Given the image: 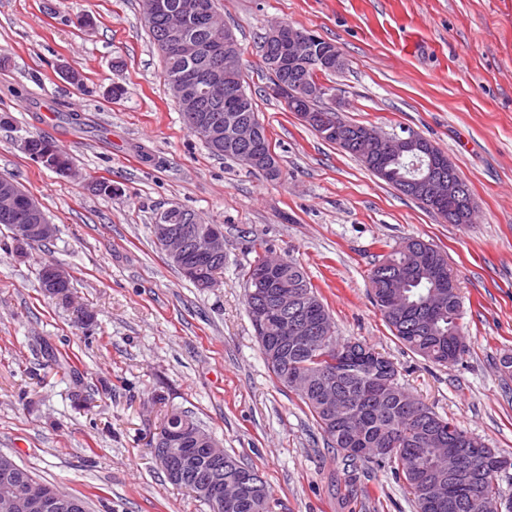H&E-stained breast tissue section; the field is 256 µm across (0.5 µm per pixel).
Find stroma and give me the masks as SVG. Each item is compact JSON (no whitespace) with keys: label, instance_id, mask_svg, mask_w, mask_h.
Wrapping results in <instances>:
<instances>
[{"label":"stroma","instance_id":"stroma-1","mask_svg":"<svg viewBox=\"0 0 512 512\" xmlns=\"http://www.w3.org/2000/svg\"><path fill=\"white\" fill-rule=\"evenodd\" d=\"M281 175L212 155L165 81L141 0H0V175L56 226L16 251L0 226V453L87 512H209L172 485L151 440L165 410L192 414L253 465L271 512H416L392 468L348 465L269 369L245 304L257 257L295 259L337 339L367 342L400 385L487 447L512 454V0H217ZM338 44L331 80L347 121L409 129L444 150L476 220L451 224L403 195L266 92L259 44L273 24ZM121 85L123 98L111 89ZM79 122H72L71 114ZM73 159H32L34 137ZM119 187L114 196L92 180ZM177 205L224 230L212 288L184 278L152 226ZM446 254L467 351L451 366L413 353L370 298L368 274L405 239ZM74 279V304L44 296L43 260ZM94 322H77L78 308ZM355 483H346L347 473Z\"/></svg>","mask_w":512,"mask_h":512}]
</instances>
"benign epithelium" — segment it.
Here are the masks:
<instances>
[{
  "label": "benign epithelium",
  "instance_id": "benign-epithelium-1",
  "mask_svg": "<svg viewBox=\"0 0 512 512\" xmlns=\"http://www.w3.org/2000/svg\"><path fill=\"white\" fill-rule=\"evenodd\" d=\"M176 11L183 15L189 12L198 15L210 14L208 0H183ZM211 27L224 32V37L198 42L189 40L179 25H172L164 31L161 40L164 52L181 54L193 60H203V65L185 70L173 81V96L181 101L186 99L188 92H198L207 103H224L231 109L239 110L243 101L242 90L234 85H224L225 79L241 73L237 38L233 30L223 24L222 18L218 15L211 18ZM268 39L279 45L282 51V54L266 60V66L274 72L282 73L293 66L309 65L317 69L337 71L345 65L344 53L339 45L331 43L318 52L316 45L320 39L308 30L294 27L277 28L268 31ZM340 95V89L330 83L318 82L307 86L300 95L301 105L296 114L305 123L320 128L327 135L346 137L348 133L346 128L340 125V115L334 107ZM321 101L326 102V105L315 107V103ZM191 132L213 147L220 146L223 138H228L241 150L237 161L250 169L268 172L274 166L271 156L250 151L258 132V118L255 116L236 119L229 131L224 133L217 126L212 114L194 112ZM358 142L368 161L380 167L382 174L386 172L389 163L406 152L413 151L426 156L432 172L417 185L416 190L417 194L435 209L446 205L448 200L461 190V186L447 175V171L452 169L448 155L433 143L420 139L413 132L403 135L387 134L375 126H369L359 134ZM15 197L16 188L0 181V213L14 216L16 235L33 245L53 236L54 225L35 223V205H30L24 213L15 212L12 206ZM180 211L182 208L175 205L160 214L156 223L152 225L154 238L165 256L186 278L198 281L201 288H211L214 281L198 279V268L205 260L224 258V231L218 224L198 228L195 226L194 218L189 219L186 224L171 223L170 214ZM250 280L262 288L264 295L267 296V301L254 309L253 322L266 352V358L272 364L283 357L288 344H303L316 334V330L305 317L295 311L300 304V295L286 287L268 264L260 262L252 265ZM272 319L283 321V338L270 339L264 335V328ZM338 352L369 361L377 370L379 381L387 384L397 383L398 370L393 362L368 351L362 342L350 341L338 349ZM175 434L176 431L171 429L160 435L153 447L154 456L167 477L172 481L180 480L185 459L200 454L209 466V474L196 483L194 494L209 503L211 512H237L244 497L250 494L257 482L255 474L241 471L232 480L224 481L219 477L220 471L224 469V448L217 440L207 433H201L194 437L196 447L177 448ZM441 453L447 458L448 468L440 469L439 477L423 489V493L434 500L448 496L450 479H462L472 483L481 478L482 468L473 464L475 454L484 461H493L497 469L512 465L511 458L493 448H479L474 454L470 451L450 453L443 447ZM16 469L17 464L12 458L0 455V472L7 476L3 483L11 487L10 493L3 499V506L7 512H59L70 507V504L49 485L10 478Z\"/></svg>",
  "mask_w": 512,
  "mask_h": 512
}]
</instances>
